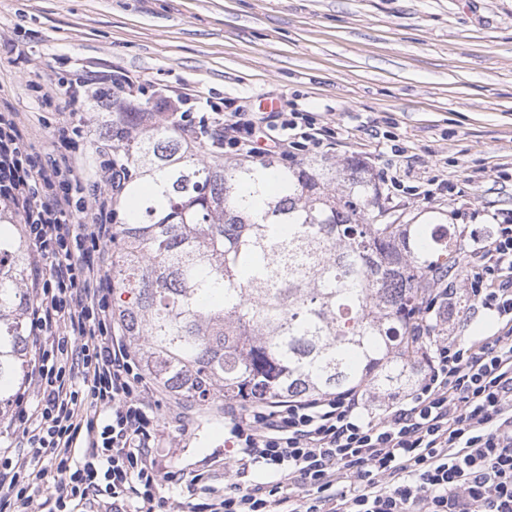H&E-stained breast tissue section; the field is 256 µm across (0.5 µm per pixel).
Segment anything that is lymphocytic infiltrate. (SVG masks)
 I'll list each match as a JSON object with an SVG mask.
<instances>
[{
	"instance_id": "f902f5d3",
	"label": "lymphocytic infiltrate",
	"mask_w": 512,
	"mask_h": 512,
	"mask_svg": "<svg viewBox=\"0 0 512 512\" xmlns=\"http://www.w3.org/2000/svg\"><path fill=\"white\" fill-rule=\"evenodd\" d=\"M142 95L121 69L80 75L62 93L70 114L94 94ZM185 123L227 153L263 157L331 148L333 133L307 112ZM106 158L88 191L77 159L41 162L15 113H0V208L17 215L33 260L27 282L35 353L29 393L8 427L21 452L0 454V512H167L156 445L160 420L135 353L112 318L106 246L123 176ZM91 212V221L80 220ZM472 243L482 262L466 277L476 310L501 331L444 339L402 400L372 412L357 390L318 401L229 405L234 472L209 502L183 512H512V212ZM271 481L251 479L253 469Z\"/></svg>"
}]
</instances>
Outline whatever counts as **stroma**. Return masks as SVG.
Returning <instances> with one entry per match:
<instances>
[{"instance_id": "stroma-1", "label": "stroma", "mask_w": 512, "mask_h": 512, "mask_svg": "<svg viewBox=\"0 0 512 512\" xmlns=\"http://www.w3.org/2000/svg\"><path fill=\"white\" fill-rule=\"evenodd\" d=\"M76 63L247 112L314 113L339 163L377 171L402 148L404 184L382 191L400 223L482 232L492 213L512 211V0H0V100L42 159L75 156L93 179L105 115L75 120L53 99ZM434 178L449 193L427 197ZM154 398L157 459L185 476L161 493L173 506L206 502L231 464L224 400Z\"/></svg>"}]
</instances>
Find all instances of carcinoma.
I'll return each instance as SVG.
<instances>
[{
  "label": "carcinoma",
  "mask_w": 512,
  "mask_h": 512,
  "mask_svg": "<svg viewBox=\"0 0 512 512\" xmlns=\"http://www.w3.org/2000/svg\"><path fill=\"white\" fill-rule=\"evenodd\" d=\"M102 128L126 172L112 313L163 392L249 405L419 381L422 345L463 309L417 322L434 275L466 273L455 227L397 223L360 159L226 160L117 96ZM24 255L0 224V414L32 349Z\"/></svg>",
  "instance_id": "1"
}]
</instances>
